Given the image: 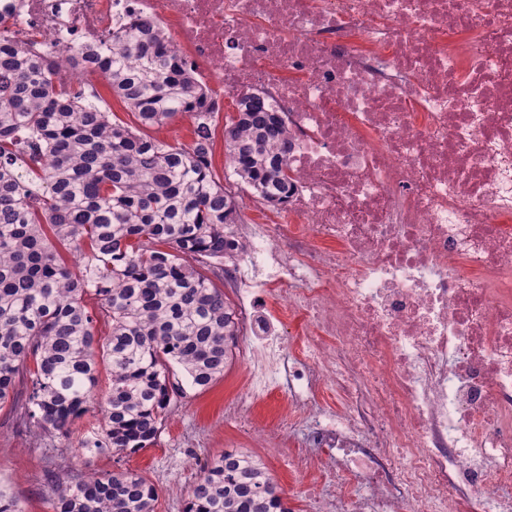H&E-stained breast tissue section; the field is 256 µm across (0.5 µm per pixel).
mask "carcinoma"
Masks as SVG:
<instances>
[{"instance_id": "cac0c4a2", "label": "carcinoma", "mask_w": 512, "mask_h": 512, "mask_svg": "<svg viewBox=\"0 0 512 512\" xmlns=\"http://www.w3.org/2000/svg\"><path fill=\"white\" fill-rule=\"evenodd\" d=\"M12 9L0 0V406L44 433L96 411L97 432L69 454L136 452L187 390L209 388L232 360L235 308L191 261L241 252L229 231L244 207L237 188L272 208L287 201L286 130L261 97L236 100L225 182L211 162L212 99L167 33L135 26L106 50L62 52L106 80L129 124L96 91L60 88L53 64L10 42ZM179 117L191 124L187 144L141 134ZM102 361L112 385L100 396ZM157 497L145 477L110 472L78 480L51 507L155 512ZM185 512L293 509L259 456L232 450L204 465Z\"/></svg>"}]
</instances>
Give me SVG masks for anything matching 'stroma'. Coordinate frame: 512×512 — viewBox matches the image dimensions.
Here are the masks:
<instances>
[{
	"instance_id": "obj_1",
	"label": "stroma",
	"mask_w": 512,
	"mask_h": 512,
	"mask_svg": "<svg viewBox=\"0 0 512 512\" xmlns=\"http://www.w3.org/2000/svg\"><path fill=\"white\" fill-rule=\"evenodd\" d=\"M246 374V362L234 357L209 388L188 391L153 445L119 456L101 452L74 459L68 454V443L98 428L96 414L76 420L68 436L46 437L30 431L10 407L0 408V489L24 512H52L50 496L71 483L94 472L132 471L155 484L156 512H185V490L201 467L222 452L243 449L262 458L293 512H305L307 480L291 466L302 451L300 440L272 449L240 418L224 416L226 406L238 398Z\"/></svg>"
}]
</instances>
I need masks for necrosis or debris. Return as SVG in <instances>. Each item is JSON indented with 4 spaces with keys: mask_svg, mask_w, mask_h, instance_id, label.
I'll list each match as a JSON object with an SVG mask.
<instances>
[{
    "mask_svg": "<svg viewBox=\"0 0 512 512\" xmlns=\"http://www.w3.org/2000/svg\"><path fill=\"white\" fill-rule=\"evenodd\" d=\"M15 3L32 53L144 21L206 87L282 118L294 180L279 223L240 227L267 277L239 291L228 411L285 392L296 470L320 475L307 512H512V0Z\"/></svg>",
    "mask_w": 512,
    "mask_h": 512,
    "instance_id": "4bbe7bcc",
    "label": "necrosis or debris"
}]
</instances>
